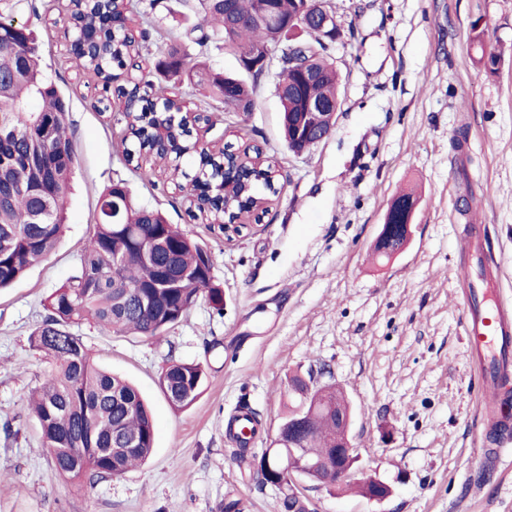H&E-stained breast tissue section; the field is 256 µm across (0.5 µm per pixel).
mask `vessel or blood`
I'll return each instance as SVG.
<instances>
[{
    "instance_id": "vessel-or-blood-1",
    "label": "vessel or blood",
    "mask_w": 512,
    "mask_h": 512,
    "mask_svg": "<svg viewBox=\"0 0 512 512\" xmlns=\"http://www.w3.org/2000/svg\"><path fill=\"white\" fill-rule=\"evenodd\" d=\"M466 246L457 261L462 285L459 320L471 350L480 360L479 409L474 424L481 442L512 446V402L499 380L512 372V302L498 298L501 267L488 249L481 226L464 227Z\"/></svg>"
}]
</instances>
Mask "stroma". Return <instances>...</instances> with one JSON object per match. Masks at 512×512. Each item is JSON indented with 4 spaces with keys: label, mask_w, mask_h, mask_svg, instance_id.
<instances>
[{
    "label": "stroma",
    "mask_w": 512,
    "mask_h": 512,
    "mask_svg": "<svg viewBox=\"0 0 512 512\" xmlns=\"http://www.w3.org/2000/svg\"><path fill=\"white\" fill-rule=\"evenodd\" d=\"M340 37L332 57L344 105L327 139L288 152L280 136L273 77L249 112H213L204 140L278 163L283 189L257 222L225 239L193 219L169 168L143 179L118 144L120 100L72 67L65 36L69 0H0L27 23L39 65L69 104L76 164L56 248L0 290V512H287L282 489L233 457L226 424L240 403L257 413L253 455L268 448L292 402V376L322 374L351 405L360 457L352 489L296 480L309 512H512V448L504 466L478 463L475 359L458 320L461 246L458 198L475 201L512 294V0H331ZM479 28H472V21ZM500 54L497 72L482 54ZM156 51L134 65L155 85L177 89L189 109H211L203 87L156 71ZM466 132L468 149L453 140ZM468 183L455 180L458 168ZM125 181L136 204L160 208L205 245L224 308L200 300L160 340L76 327L95 363L141 391L156 424L152 457L119 477L73 483L53 470L26 399L50 368L30 344L50 294L79 269L99 221L103 190ZM411 194L409 240L392 258L377 236L391 203ZM202 364V396L175 410L158 387L169 360ZM391 489L374 501L358 484Z\"/></svg>",
    "instance_id": "obj_1"
}]
</instances>
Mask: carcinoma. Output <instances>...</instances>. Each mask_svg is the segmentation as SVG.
<instances>
[{
	"mask_svg": "<svg viewBox=\"0 0 512 512\" xmlns=\"http://www.w3.org/2000/svg\"><path fill=\"white\" fill-rule=\"evenodd\" d=\"M67 32L80 41L85 31L101 26L106 41L86 53L72 52V66L87 83L118 95L131 89L139 97L132 109H123L126 135L121 142L127 159L152 150L161 138L163 119L174 110L156 95L146 76L133 77L125 60L140 54L139 41L128 23L153 15L158 0H71ZM258 0H191L189 10L209 23L195 39L198 53L212 44L249 59L280 42L278 29L256 19ZM281 16L293 18L304 0H273ZM239 18L232 32L225 30L224 8ZM157 67L174 75L198 78L210 96L224 103L226 112H249L256 88L266 72L250 73L252 83L234 75L208 76L190 67L191 53L173 44L157 46ZM33 33L11 15L0 13V127L9 129L0 139V289L8 288L41 262L60 238L64 200L73 174L75 155L66 131L69 108L56 87L37 67ZM282 67L276 74L282 107L283 139L288 151L299 155L317 146L312 140L296 142L298 124L308 100H326L341 110L339 79L331 46L319 39L301 48L281 49ZM313 70L315 82L299 84L298 69ZM161 158L174 162L172 174L186 184L192 203L209 202L207 220L213 224L232 218L249 206L259 207L279 193V175L272 164L261 166L247 178L221 159L199 161L187 172L178 165L195 153L186 125L167 133ZM118 203L119 223H112V205ZM42 212L40 221L33 215ZM221 311L224 290L214 284L213 258L200 243L188 238L158 210L135 206L127 186L114 183L100 202V222L80 255V270L48 298L47 315L31 336V344L54 360V366L36 388L29 405L39 425L42 445L56 473L71 481L123 475L145 462L155 444V423L139 391L120 376L100 369L72 327L91 324L106 334H134L159 340L184 319L201 298ZM207 372L200 363L173 361L162 369L158 385L176 409L193 405L204 392ZM289 414L304 406L310 421L295 430L302 455L336 466V408L349 410L342 394L331 385L317 386L298 376L290 379ZM96 448H110L98 456ZM300 455V456H302ZM300 456L288 459V474L298 475Z\"/></svg>",
	"mask_w": 512,
	"mask_h": 512,
	"instance_id": "carcinoma-1",
	"label": "carcinoma"
}]
</instances>
